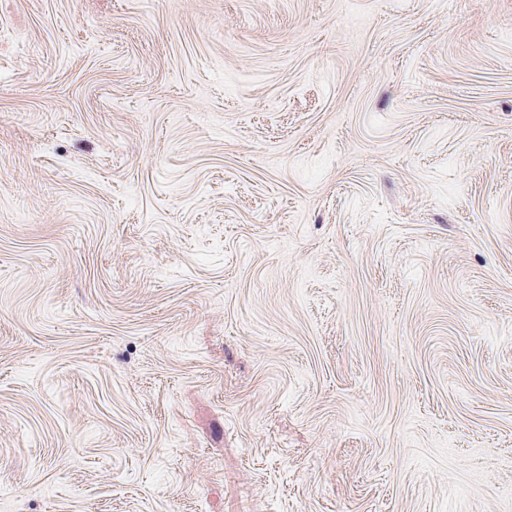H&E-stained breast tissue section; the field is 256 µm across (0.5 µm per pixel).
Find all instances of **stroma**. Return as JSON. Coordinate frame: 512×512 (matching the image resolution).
Instances as JSON below:
<instances>
[{
	"label": "stroma",
	"mask_w": 512,
	"mask_h": 512,
	"mask_svg": "<svg viewBox=\"0 0 512 512\" xmlns=\"http://www.w3.org/2000/svg\"><path fill=\"white\" fill-rule=\"evenodd\" d=\"M0 512H512V0H0Z\"/></svg>",
	"instance_id": "35a3bbf8"
}]
</instances>
